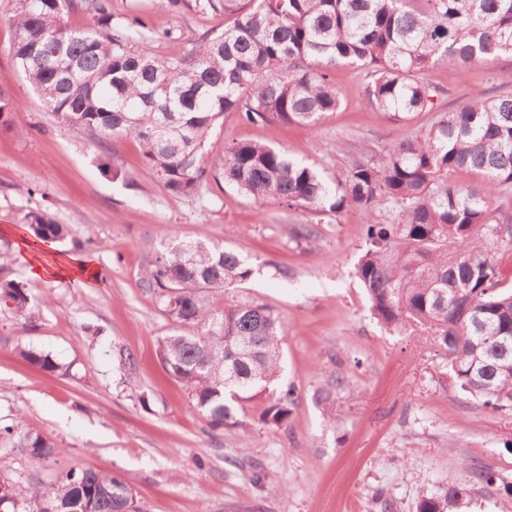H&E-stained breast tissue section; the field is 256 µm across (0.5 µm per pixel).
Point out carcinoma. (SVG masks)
I'll return each mask as SVG.
<instances>
[{
  "label": "carcinoma",
  "instance_id": "1",
  "mask_svg": "<svg viewBox=\"0 0 512 512\" xmlns=\"http://www.w3.org/2000/svg\"><path fill=\"white\" fill-rule=\"evenodd\" d=\"M70 0H18L10 53L51 115L79 138L104 149L134 139L162 187L198 191L206 176L261 203L313 214L358 210L368 224L367 250L356 266L376 318L432 331L448 354L460 388L483 405L512 411V289L500 288L496 263L476 244L512 238V219L495 199L512 187V93L478 95L439 113L431 124L387 146L379 161L361 158L340 176L273 146L241 140L213 165L205 145L216 122L318 126L341 105L330 79L338 64L365 73L364 97L397 126L434 112L441 89L423 72L442 62L462 70L512 56V0H195L202 13L234 17L179 57L155 53L159 33L138 15L113 21L111 0H81L88 25L64 23ZM477 177L468 188L448 172ZM394 210L393 220H376ZM35 240L69 235L44 211L29 214ZM252 268L221 244L160 236L148 271L163 311L177 329L157 342L167 373L181 382L212 431L239 423L244 403L279 380L282 317L271 308H215L213 289L247 281ZM0 306L35 316L23 288L0 279ZM45 372L48 355L19 349ZM293 390L280 389L261 418L279 425L293 413ZM4 441L37 462L60 449L39 433L3 428ZM0 512H147L119 476L71 468L49 487L21 494L0 479ZM418 512H464L462 490L450 486L421 500Z\"/></svg>",
  "mask_w": 512,
  "mask_h": 512
}]
</instances>
